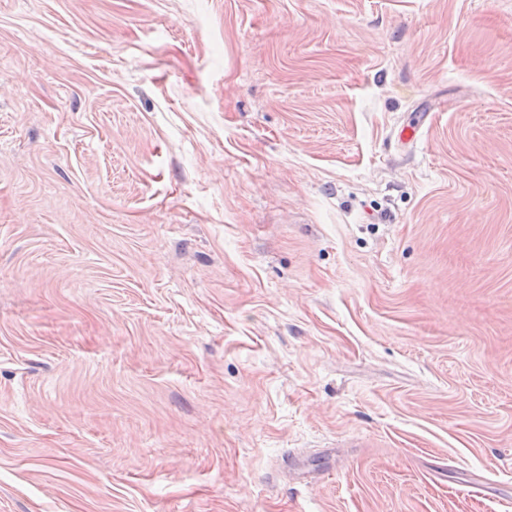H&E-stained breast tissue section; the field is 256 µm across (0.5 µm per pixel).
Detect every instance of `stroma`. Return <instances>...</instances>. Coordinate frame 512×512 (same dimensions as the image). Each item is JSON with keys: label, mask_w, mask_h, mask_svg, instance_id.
Masks as SVG:
<instances>
[{"label": "stroma", "mask_w": 512, "mask_h": 512, "mask_svg": "<svg viewBox=\"0 0 512 512\" xmlns=\"http://www.w3.org/2000/svg\"><path fill=\"white\" fill-rule=\"evenodd\" d=\"M0 512H512V0H0Z\"/></svg>", "instance_id": "1"}]
</instances>
